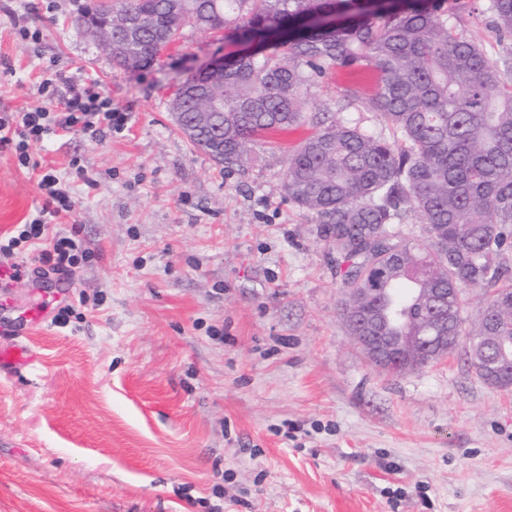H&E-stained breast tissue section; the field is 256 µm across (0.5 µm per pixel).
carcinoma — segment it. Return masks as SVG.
I'll use <instances>...</instances> for the list:
<instances>
[{
  "label": "carcinoma",
  "mask_w": 512,
  "mask_h": 512,
  "mask_svg": "<svg viewBox=\"0 0 512 512\" xmlns=\"http://www.w3.org/2000/svg\"><path fill=\"white\" fill-rule=\"evenodd\" d=\"M118 11L151 28L125 39L112 55L128 70L155 61L188 24L222 29L245 51L224 60V107L206 127H193L198 101L191 89L211 77L187 80L176 120L197 149L219 145L224 168L252 161L260 136L309 120L314 135L288 156L283 173L289 200L315 215L339 260L341 316L357 335L355 314L376 307L358 288H380L391 303L389 336H456L470 349L486 335L496 312L500 363L512 366V82H505L482 44L456 30L448 0H112ZM499 35H512V0H489ZM360 61L381 73L377 91L345 98L379 114L403 145L358 125L326 123L300 108V91L336 65ZM426 224L420 242L391 224L404 208ZM493 289L468 328L461 290ZM448 293L447 321L431 317L427 294ZM431 362L379 364L404 375Z\"/></svg>",
  "instance_id": "obj_1"
}]
</instances>
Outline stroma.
Wrapping results in <instances>:
<instances>
[{"label":"stroma","mask_w":512,"mask_h":512,"mask_svg":"<svg viewBox=\"0 0 512 512\" xmlns=\"http://www.w3.org/2000/svg\"><path fill=\"white\" fill-rule=\"evenodd\" d=\"M86 0H0V113L53 103L95 79L124 116L93 139L29 148L75 200V276L38 280L34 251L0 288V349L17 317L36 360L0 371V512H512V391L464 349L397 376L377 370L340 315L336 255L283 188L304 123L244 170H224L177 129L169 102L220 30L184 27L126 73L77 25ZM458 29L512 79V36L483 0H454ZM343 67L300 92L303 112L381 130L346 106ZM43 203L38 178L0 152V237Z\"/></svg>","instance_id":"stroma-1"}]
</instances>
